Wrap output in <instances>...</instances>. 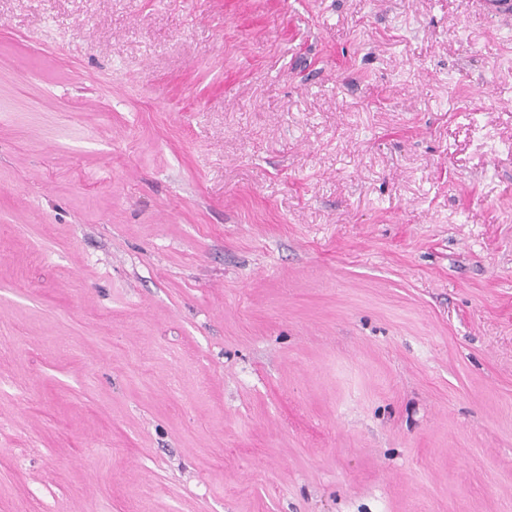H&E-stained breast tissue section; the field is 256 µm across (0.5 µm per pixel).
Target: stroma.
<instances>
[{
  "mask_svg": "<svg viewBox=\"0 0 512 512\" xmlns=\"http://www.w3.org/2000/svg\"><path fill=\"white\" fill-rule=\"evenodd\" d=\"M0 512H512V20L0 0Z\"/></svg>",
  "mask_w": 512,
  "mask_h": 512,
  "instance_id": "1",
  "label": "stroma"
}]
</instances>
